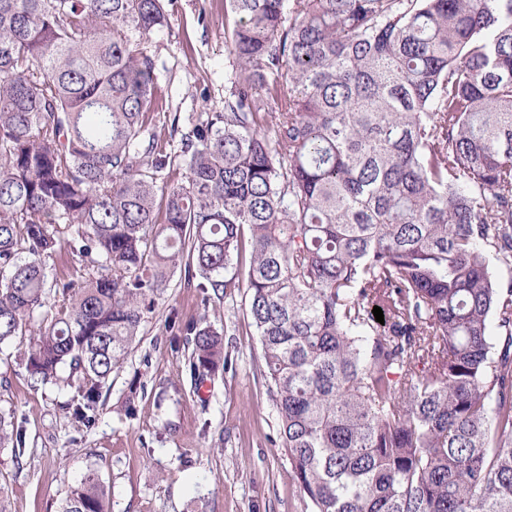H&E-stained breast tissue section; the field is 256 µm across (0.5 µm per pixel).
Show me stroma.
Segmentation results:
<instances>
[{
	"label": "stroma",
	"instance_id": "1",
	"mask_svg": "<svg viewBox=\"0 0 512 512\" xmlns=\"http://www.w3.org/2000/svg\"><path fill=\"white\" fill-rule=\"evenodd\" d=\"M165 5L168 24L147 51L158 94L187 131L200 113L224 109V0ZM172 314L182 325L207 320L224 336L233 367L205 391L190 381V345L165 327ZM29 341L0 346V413L25 448L20 457L0 448L11 512H57L90 468L111 490L110 512H311L280 446L246 289L218 297L174 274L88 423L66 408L75 389L30 380L19 358Z\"/></svg>",
	"mask_w": 512,
	"mask_h": 512
}]
</instances>
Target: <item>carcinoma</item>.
<instances>
[{"label": "carcinoma", "instance_id": "1", "mask_svg": "<svg viewBox=\"0 0 512 512\" xmlns=\"http://www.w3.org/2000/svg\"><path fill=\"white\" fill-rule=\"evenodd\" d=\"M224 16V111L168 116L176 177L144 48L164 0H0V345L45 310L22 360L86 420L171 274L243 286L314 512H512V0ZM62 246L84 282L48 281ZM184 331L198 388L230 355ZM0 447L23 451L2 413ZM59 512H109L96 470Z\"/></svg>", "mask_w": 512, "mask_h": 512}]
</instances>
